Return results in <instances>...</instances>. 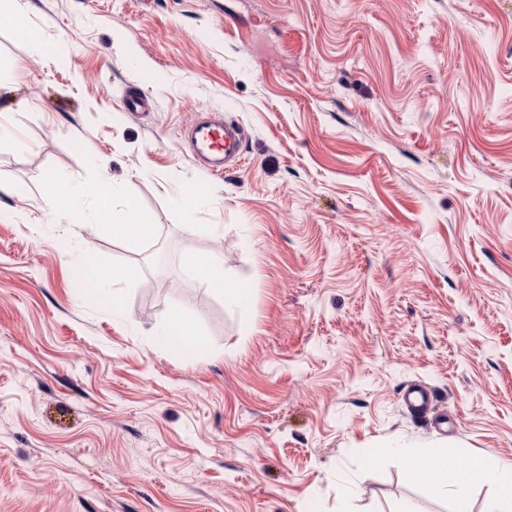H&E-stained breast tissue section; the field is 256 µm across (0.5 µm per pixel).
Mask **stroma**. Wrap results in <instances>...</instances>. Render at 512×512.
<instances>
[{
  "label": "stroma",
  "instance_id": "1",
  "mask_svg": "<svg viewBox=\"0 0 512 512\" xmlns=\"http://www.w3.org/2000/svg\"><path fill=\"white\" fill-rule=\"evenodd\" d=\"M22 3L37 42L0 24V512H454L368 452L512 461V0ZM215 113L242 131L220 178L183 138ZM105 177L151 238L41 200ZM190 253L223 256L246 313ZM180 311L205 350L154 340ZM149 223L148 216L141 210L137 201L128 198L124 204L122 221L118 224H110L109 229L113 239L138 242L153 234L154 226Z\"/></svg>",
  "mask_w": 512,
  "mask_h": 512
}]
</instances>
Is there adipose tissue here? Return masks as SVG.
Instances as JSON below:
<instances>
[{
  "mask_svg": "<svg viewBox=\"0 0 512 512\" xmlns=\"http://www.w3.org/2000/svg\"><path fill=\"white\" fill-rule=\"evenodd\" d=\"M42 202L47 208L66 210L71 223L81 224L112 210L113 189L105 179L91 185L51 182L43 192ZM186 262L208 288L223 296L225 305L241 311L247 308L249 290L227 275L222 256L191 255ZM384 457L396 459L405 480L423 485L429 497L453 500L457 512H467L473 486L485 476H492L495 493L486 502L484 512H512V461L485 455L460 457L444 448L431 451L391 445L373 449L367 462L373 465Z\"/></svg>",
  "mask_w": 512,
  "mask_h": 512,
  "instance_id": "1",
  "label": "adipose tissue"
}]
</instances>
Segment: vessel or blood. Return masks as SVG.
Masks as SVG:
<instances>
[{
  "mask_svg": "<svg viewBox=\"0 0 512 512\" xmlns=\"http://www.w3.org/2000/svg\"><path fill=\"white\" fill-rule=\"evenodd\" d=\"M192 157L204 161L213 174H223L229 161L239 159L241 137L222 117L199 122L188 132Z\"/></svg>",
  "mask_w": 512,
  "mask_h": 512,
  "instance_id": "vessel-or-blood-1",
  "label": "vessel or blood"
}]
</instances>
